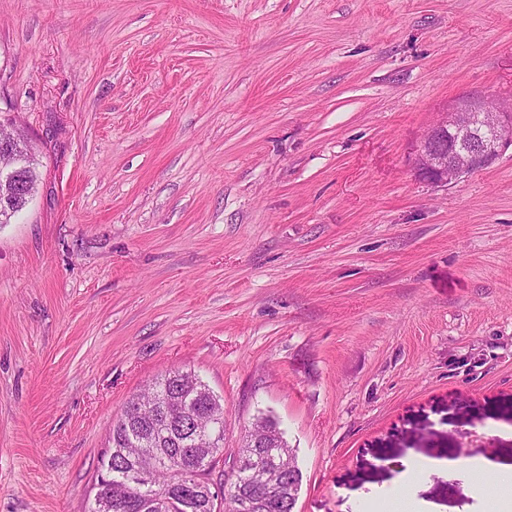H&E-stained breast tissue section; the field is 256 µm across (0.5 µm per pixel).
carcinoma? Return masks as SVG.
Here are the masks:
<instances>
[{"label":"carcinoma","mask_w":512,"mask_h":512,"mask_svg":"<svg viewBox=\"0 0 512 512\" xmlns=\"http://www.w3.org/2000/svg\"><path fill=\"white\" fill-rule=\"evenodd\" d=\"M26 193L11 204L14 213L27 205L40 179L38 162L20 174ZM170 401V410L185 416L164 425L158 420V401ZM224 416V400L191 371H168L133 395L112 422L111 448L101 459L108 471L104 489L118 501L113 512H213L208 481L219 466L224 438L213 440L212 424ZM265 433L263 448L244 442L233 457L230 473L235 493L224 497L223 512H294L302 472L276 421L268 415L255 419ZM147 468L150 480L128 484L129 473Z\"/></svg>","instance_id":"cac0c4a2"}]
</instances>
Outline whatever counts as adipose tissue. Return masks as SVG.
Returning a JSON list of instances; mask_svg holds the SVG:
<instances>
[{"label": "adipose tissue", "instance_id": "obj_1", "mask_svg": "<svg viewBox=\"0 0 512 512\" xmlns=\"http://www.w3.org/2000/svg\"><path fill=\"white\" fill-rule=\"evenodd\" d=\"M435 477L460 481L474 498L490 504L500 500L502 482L512 481V461L483 456L423 460L409 457L390 487L370 496L367 503L375 512H392L399 500L414 501L417 490Z\"/></svg>", "mask_w": 512, "mask_h": 512}]
</instances>
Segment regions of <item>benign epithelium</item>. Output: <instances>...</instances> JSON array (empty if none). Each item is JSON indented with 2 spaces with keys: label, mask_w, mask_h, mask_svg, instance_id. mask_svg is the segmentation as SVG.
Listing matches in <instances>:
<instances>
[{
  "label": "benign epithelium",
  "mask_w": 512,
  "mask_h": 512,
  "mask_svg": "<svg viewBox=\"0 0 512 512\" xmlns=\"http://www.w3.org/2000/svg\"><path fill=\"white\" fill-rule=\"evenodd\" d=\"M512 147V107L504 109L493 98L461 102L441 113L423 137L413 162L414 176L435 187H446L493 165ZM0 208L10 207L15 178L28 164L16 145L11 123L0 121Z\"/></svg>",
  "instance_id": "7a95c632"
}]
</instances>
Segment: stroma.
<instances>
[{
    "mask_svg": "<svg viewBox=\"0 0 512 512\" xmlns=\"http://www.w3.org/2000/svg\"><path fill=\"white\" fill-rule=\"evenodd\" d=\"M512 103V0H0V512H87L112 419L194 370L274 417L295 512L408 452L512 459V147L445 188L440 112ZM417 497L485 512L460 485ZM2 157L4 161L0 163V207L7 211L10 207L7 201L15 193V178L29 162L27 154L16 145L14 129L9 121H0V159ZM1 187L9 191L2 194ZM18 145L21 146L26 152H31L34 157L33 161L30 163L29 168L24 170L21 174V181L26 186V193L22 197H17L11 204V207L14 211L13 216L22 211L27 205L29 198L32 197L35 192V188L37 182L40 179V172L38 170V162L36 161L35 153L33 151L32 146L29 144L27 139L22 135L17 133Z\"/></svg>",
    "mask_w": 512,
    "mask_h": 512,
    "instance_id": "stroma-1",
    "label": "stroma"
}]
</instances>
